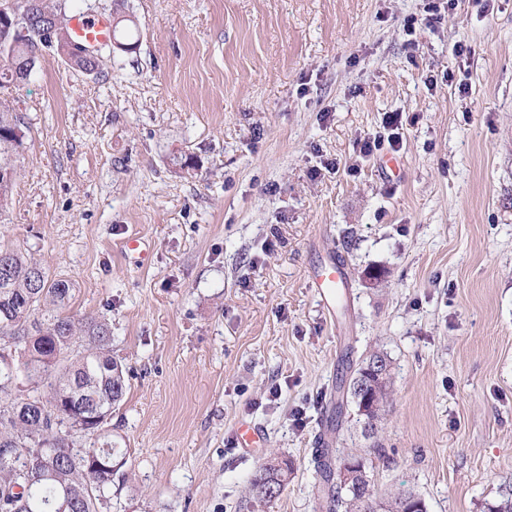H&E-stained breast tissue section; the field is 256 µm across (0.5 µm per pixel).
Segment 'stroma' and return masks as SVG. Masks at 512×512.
<instances>
[{
	"instance_id": "obj_1",
	"label": "stroma",
	"mask_w": 512,
	"mask_h": 512,
	"mask_svg": "<svg viewBox=\"0 0 512 512\" xmlns=\"http://www.w3.org/2000/svg\"><path fill=\"white\" fill-rule=\"evenodd\" d=\"M123 12L138 45L101 72L49 52L0 89L27 126L0 248L70 280L127 371L111 512H244L274 454L293 472L255 512H320L321 441L378 494L488 512L512 488V0ZM392 111L400 150L363 156ZM331 255L332 313L309 286ZM374 351L392 393L367 435L338 386ZM242 420L262 447H237Z\"/></svg>"
}]
</instances>
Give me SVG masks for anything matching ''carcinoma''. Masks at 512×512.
Returning <instances> with one entry per match:
<instances>
[{"instance_id":"carcinoma-1","label":"carcinoma","mask_w":512,"mask_h":512,"mask_svg":"<svg viewBox=\"0 0 512 512\" xmlns=\"http://www.w3.org/2000/svg\"><path fill=\"white\" fill-rule=\"evenodd\" d=\"M20 10L33 5L29 34L13 43L0 29V89L26 82L39 57L57 46L45 24L70 14V0H0ZM26 132L16 108L0 100V170H17ZM73 284L55 278L20 250H0V512H100L111 504L112 482L125 457L99 433V412L120 404L126 370L112 358V327L94 316L66 313ZM30 402L20 405L17 394ZM77 434L95 440L75 446ZM317 468L325 512H401L402 496L380 505L375 495L336 496L329 449ZM291 468L260 464L250 479L256 504L277 498Z\"/></svg>"}]
</instances>
